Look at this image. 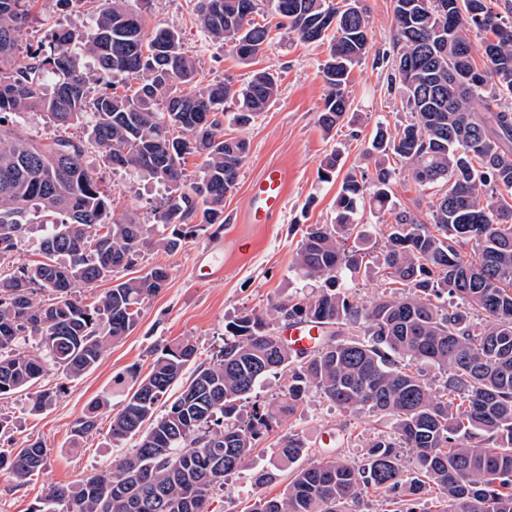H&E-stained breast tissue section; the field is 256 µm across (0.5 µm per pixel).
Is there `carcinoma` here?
Segmentation results:
<instances>
[{
	"label": "carcinoma",
	"mask_w": 512,
	"mask_h": 512,
	"mask_svg": "<svg viewBox=\"0 0 512 512\" xmlns=\"http://www.w3.org/2000/svg\"><path fill=\"white\" fill-rule=\"evenodd\" d=\"M36 2L0 0V265L11 264L33 224L46 226L47 257L0 276V397L31 388L48 365L69 378L85 374L134 330L142 306L167 284L165 267L89 302L80 289L112 280L147 249L177 251L195 232L194 220L224 228V199L249 153L245 140L224 137V102L235 101L231 120L246 126L280 88L268 70L240 89L200 84L178 32L145 31L129 0H63L91 4L94 24L54 26L23 56L18 33ZM249 2L199 0L206 34L243 61L270 38L256 20L259 8L247 12ZM266 8L307 42L333 35L318 113L319 125L333 131L350 111L351 70L369 49L357 0H266ZM394 20V80L414 121L392 133L377 129L371 181L340 175L336 151L321 160V181L341 178L336 215L308 225L293 258L294 272L313 289L226 324L212 362L198 361L195 343L183 339L156 351L147 373L127 369L131 389L112 415L110 436L134 438V448L105 471L53 488L35 512H208L224 478L244 469L273 425L313 389L343 410L386 414L393 433L369 440L357 466L316 457L288 433L276 457L291 480L281 496L257 497L247 512H362L369 492L383 499V512H512V19L491 0H394ZM473 33L483 45L481 69ZM93 81L102 90L91 99ZM26 112L46 113L63 131L81 124L87 141L21 138L14 126ZM88 143L165 187L152 221L114 215L84 164ZM390 155L420 186L444 190L428 225L412 212L395 214L381 263L388 294L364 304L348 282L365 264L359 243L370 240L360 214L390 207ZM192 156L200 163L189 180ZM61 275L65 288L57 287ZM286 317L321 327L317 346L298 352L278 339L274 326ZM358 328L364 337L354 335ZM32 341L38 356L28 350ZM412 361L442 371L441 388ZM278 371L288 382L277 401L245 410L257 384ZM56 399L38 391L32 411ZM102 405L92 402L75 420L73 441L97 432ZM48 454L41 440L29 439L18 452L0 449V469L22 482Z\"/></svg>",
	"instance_id": "1"
}]
</instances>
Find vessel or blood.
<instances>
[{
	"instance_id": "b4317fda",
	"label": "vessel or blood",
	"mask_w": 512,
	"mask_h": 512,
	"mask_svg": "<svg viewBox=\"0 0 512 512\" xmlns=\"http://www.w3.org/2000/svg\"><path fill=\"white\" fill-rule=\"evenodd\" d=\"M290 179L287 166L272 164L250 182L246 198L247 223H270L274 216L285 209Z\"/></svg>"
}]
</instances>
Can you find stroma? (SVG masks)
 Masks as SVG:
<instances>
[{
  "instance_id": "obj_1",
  "label": "stroma",
  "mask_w": 512,
  "mask_h": 512,
  "mask_svg": "<svg viewBox=\"0 0 512 512\" xmlns=\"http://www.w3.org/2000/svg\"><path fill=\"white\" fill-rule=\"evenodd\" d=\"M197 0H141L140 11L146 29L175 28L184 52L199 64L201 84L229 80L240 84L257 70L273 69L281 76L280 95L250 125L225 124L228 137L245 139L249 155L241 169L236 190L224 201V229L219 233L200 230L186 239L174 254L160 249L146 251L138 269L166 266V287L143 308L135 329L113 344L99 363L84 375L68 380L57 370H48L39 388L58 390L55 404L46 411H30L31 391L0 399V417L9 421L11 437L0 448H20L29 439H42L50 450L44 468L25 482L0 471V512H37L49 490L92 476L110 468L133 445L132 440H112L110 418L122 406L123 393L116 380L129 366L148 371L156 348L183 337L195 342L198 358L211 361L224 344V327L247 312H262L272 304L287 300L299 282L290 270L294 253L309 224H327L335 216L336 183L317 178L320 161L331 150H339L344 169L373 174L369 140L377 123L388 128L410 123L411 110L399 85L388 79L393 65L394 0H358L368 21L370 48L351 73L348 118L332 133L317 122L325 94L321 67L328 55L327 44H308L288 29H272L270 40L255 59L241 61L229 46L211 41L197 15ZM85 28L93 18L59 0H40L30 26L19 37L21 48L36 45L45 27L53 22ZM86 161L113 200L115 214H136L141 221L153 218V209L165 195L162 185L145 181L128 171L112 167L101 148L89 147ZM272 163L288 166L292 173L284 211L270 224L245 221V199L249 182ZM392 200L399 209L415 212L420 220L430 218L434 189L415 184L407 166L392 161ZM373 246L366 273L352 288L353 296L364 303L384 293L379 272L381 246L392 220L390 214L365 212ZM223 261L218 277H210L205 267L212 257ZM108 403L100 409L99 430L81 445L71 443L72 423L88 404L100 397ZM389 420L370 410L340 411L319 392H311L296 414L275 425L255 449L245 470L227 478L222 490L209 499V512H243L247 501L257 495L276 497L283 493L289 477L281 468L275 481L254 484L255 472L270 467L281 437L300 433L315 453L330 452L351 462H360L367 441L388 431Z\"/></svg>"
}]
</instances>
